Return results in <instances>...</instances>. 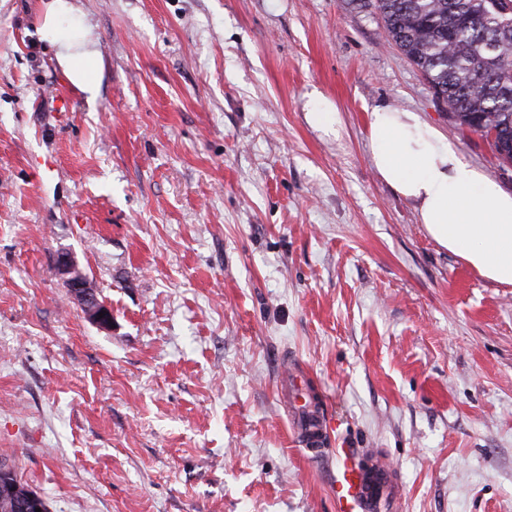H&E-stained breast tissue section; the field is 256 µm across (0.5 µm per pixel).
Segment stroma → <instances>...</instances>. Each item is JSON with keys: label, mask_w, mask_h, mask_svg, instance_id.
Masks as SVG:
<instances>
[{"label": "stroma", "mask_w": 512, "mask_h": 512, "mask_svg": "<svg viewBox=\"0 0 512 512\" xmlns=\"http://www.w3.org/2000/svg\"><path fill=\"white\" fill-rule=\"evenodd\" d=\"M46 2L0 0V459L49 512H336L281 396L294 366L327 447L396 468L399 512H512V287L378 176L368 114L418 112L509 192L512 166L376 15L73 0L90 102L39 39ZM57 270L70 294L79 303L85 318L100 328H110L112 311L104 301L99 299L87 275L77 262L69 254L63 253L59 258ZM99 313H104V316L99 317Z\"/></svg>", "instance_id": "obj_1"}]
</instances>
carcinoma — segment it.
I'll return each instance as SVG.
<instances>
[{
    "label": "carcinoma",
    "instance_id": "carcinoma-1",
    "mask_svg": "<svg viewBox=\"0 0 512 512\" xmlns=\"http://www.w3.org/2000/svg\"><path fill=\"white\" fill-rule=\"evenodd\" d=\"M371 9L461 128L496 130L491 146L512 164V0H351ZM33 490L0 468V490Z\"/></svg>",
    "mask_w": 512,
    "mask_h": 512
}]
</instances>
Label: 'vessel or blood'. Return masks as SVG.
<instances>
[{"label":"vessel or blood","instance_id":"vessel-or-blood-1","mask_svg":"<svg viewBox=\"0 0 512 512\" xmlns=\"http://www.w3.org/2000/svg\"><path fill=\"white\" fill-rule=\"evenodd\" d=\"M288 402L313 457H321L320 445L330 422L324 412L308 404L306 378L296 372L288 376ZM330 489L336 512H394L402 487L394 469L380 458H368L362 448H334L330 451Z\"/></svg>","mask_w":512,"mask_h":512}]
</instances>
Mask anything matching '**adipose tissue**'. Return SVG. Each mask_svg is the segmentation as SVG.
Returning <instances> with one entry per match:
<instances>
[{"instance_id": "obj_1", "label": "adipose tissue", "mask_w": 512, "mask_h": 512, "mask_svg": "<svg viewBox=\"0 0 512 512\" xmlns=\"http://www.w3.org/2000/svg\"><path fill=\"white\" fill-rule=\"evenodd\" d=\"M84 30L85 19L72 0H48L39 37L54 49L72 85L93 101L100 87L98 53ZM368 140L373 167L415 205L429 235L483 278L512 287V193L466 162L448 137L415 111L373 108Z\"/></svg>"}]
</instances>
